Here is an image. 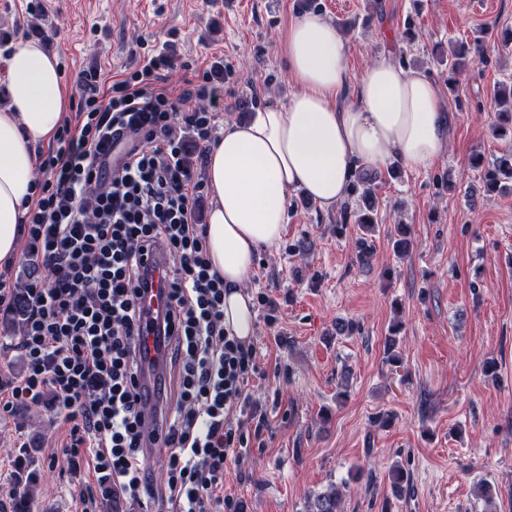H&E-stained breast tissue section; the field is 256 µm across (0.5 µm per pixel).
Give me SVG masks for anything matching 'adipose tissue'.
<instances>
[{"mask_svg":"<svg viewBox=\"0 0 512 512\" xmlns=\"http://www.w3.org/2000/svg\"><path fill=\"white\" fill-rule=\"evenodd\" d=\"M278 52L295 86L287 106L269 103L248 120L225 123L205 165L207 254L224 279V327L245 342L255 333L248 289L255 259L280 241L290 190L328 210L349 199L361 176L394 163L426 172L448 150L449 115L431 74L402 68L381 53L353 75L346 35L319 12L293 17L279 34ZM7 68L0 267L20 253L35 150L52 143L70 102L57 55L39 42L18 43Z\"/></svg>","mask_w":512,"mask_h":512,"instance_id":"1","label":"adipose tissue"}]
</instances>
